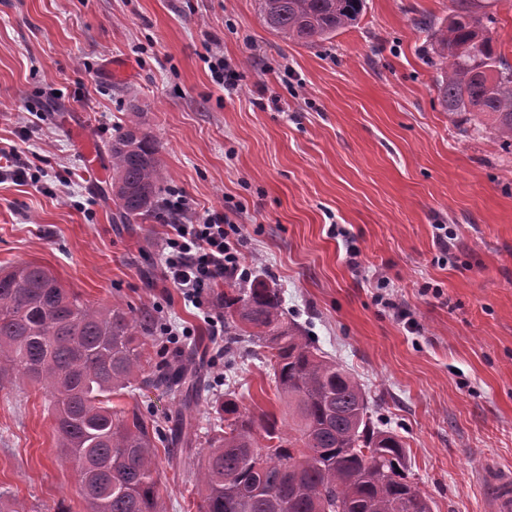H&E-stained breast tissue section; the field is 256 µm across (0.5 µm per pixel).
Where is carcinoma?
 Here are the masks:
<instances>
[{"instance_id": "cac0c4a2", "label": "carcinoma", "mask_w": 512, "mask_h": 512, "mask_svg": "<svg viewBox=\"0 0 512 512\" xmlns=\"http://www.w3.org/2000/svg\"><path fill=\"white\" fill-rule=\"evenodd\" d=\"M448 19L418 26L436 59L435 87L450 119L512 147V64L489 35L484 0H452ZM364 0H260L264 24L316 45L352 25ZM117 217L133 224L159 206L163 172L156 141L132 120L112 137ZM224 354L242 343L267 349L288 431L275 415H250L230 393L203 432L199 512H431L408 480L407 451L371 425L360 382L288 321L279 289L262 278L226 284ZM158 323L145 309L95 307L46 268L26 262L0 272V389L38 383L49 398L60 447L92 512H159L158 425L112 395L162 388L195 418L212 364L199 347L145 368L141 349Z\"/></svg>"}]
</instances>
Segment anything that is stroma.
Returning <instances> with one entry per match:
<instances>
[{
    "label": "stroma",
    "instance_id": "35a3bbf8",
    "mask_svg": "<svg viewBox=\"0 0 512 512\" xmlns=\"http://www.w3.org/2000/svg\"><path fill=\"white\" fill-rule=\"evenodd\" d=\"M451 8L365 0L353 25L306 46L268 30L258 0H0V148L41 175L0 176V270L36 262L90 303L150 307L181 336L148 342L143 360L197 339L216 353L202 313L162 278L167 211L114 218L106 148L137 121L159 145L162 200L178 193L194 217L240 225L246 264L360 381L432 512H486L485 473L512 470V151L453 124L438 100L417 21ZM216 54L239 73L236 90L214 81ZM85 138L99 175L84 165ZM439 224L453 232L444 256ZM265 353L247 343L216 361L199 423L229 391L250 413L284 418ZM112 403L166 436L181 423L160 390ZM156 466L159 512H196L183 498L194 449L158 444ZM1 488L28 512H87L41 386L0 390Z\"/></svg>",
    "mask_w": 512,
    "mask_h": 512
}]
</instances>
